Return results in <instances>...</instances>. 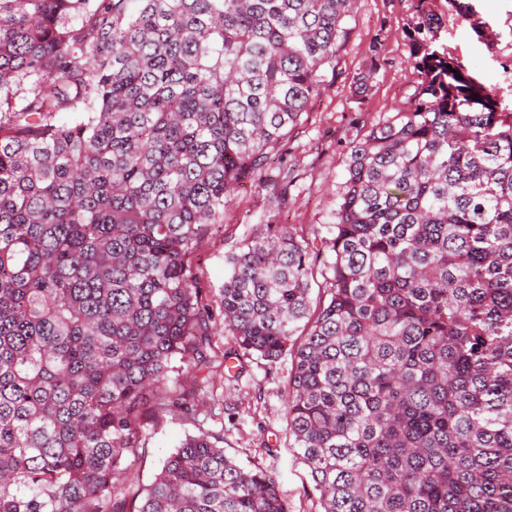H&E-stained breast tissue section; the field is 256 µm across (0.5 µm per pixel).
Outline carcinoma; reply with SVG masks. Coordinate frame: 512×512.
Masks as SVG:
<instances>
[{
	"label": "carcinoma",
	"mask_w": 512,
	"mask_h": 512,
	"mask_svg": "<svg viewBox=\"0 0 512 512\" xmlns=\"http://www.w3.org/2000/svg\"><path fill=\"white\" fill-rule=\"evenodd\" d=\"M428 4L415 98L353 142L322 246L261 225L210 305L189 256L355 0H0V512H289L208 432L117 485L147 408L196 412L170 373L204 381L216 306L224 360L291 357L320 512H512V112Z\"/></svg>",
	"instance_id": "obj_1"
}]
</instances>
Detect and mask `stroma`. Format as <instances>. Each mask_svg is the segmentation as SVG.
<instances>
[{
	"label": "stroma",
	"instance_id": "35a3bbf8",
	"mask_svg": "<svg viewBox=\"0 0 512 512\" xmlns=\"http://www.w3.org/2000/svg\"><path fill=\"white\" fill-rule=\"evenodd\" d=\"M473 5L486 24L487 39L477 38L450 0H431L429 7L444 22L441 44L470 75L495 89L502 107L512 109V0H473ZM417 6L418 0H357L336 66L326 71L324 88L303 124L275 147L271 166L236 193L224 210L223 223L208 226L191 254L205 296L223 286L226 257L255 232L260 221L288 225L306 238L332 224L351 142L361 137L364 124L406 108L416 93L419 77L404 30L415 20ZM374 44L379 47L380 65L367 96L358 103L351 95V83L369 64ZM286 171L295 181L288 207L281 211L272 188ZM212 346L214 372L200 386L195 417L154 415L133 474L150 482L185 434L217 432L224 436L227 456L245 466L259 465L276 479L290 512H318L308 469L295 458L288 439L290 358L270 364L246 357L240 375L230 378L223 360L232 347L229 338L216 334Z\"/></svg>",
	"mask_w": 512,
	"mask_h": 512
}]
</instances>
